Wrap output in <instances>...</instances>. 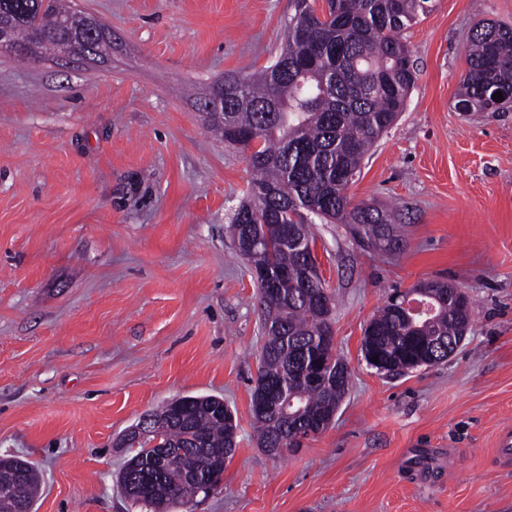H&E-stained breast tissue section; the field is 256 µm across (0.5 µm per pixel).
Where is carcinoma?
<instances>
[{"label": "carcinoma", "mask_w": 512, "mask_h": 512, "mask_svg": "<svg viewBox=\"0 0 512 512\" xmlns=\"http://www.w3.org/2000/svg\"><path fill=\"white\" fill-rule=\"evenodd\" d=\"M329 16L313 22L316 0H292L286 50L271 66L250 76H230L236 87L224 91L219 121L222 139L229 130L252 133L256 141L240 144L255 173L247 200L236 206L230 223L242 226L234 238L243 254L247 238L259 240L254 262L269 268L279 294L260 299L264 328L256 385L284 383L297 395L303 412L291 421L253 413L262 448H291L298 427L324 419L339 407L351 370L336 353L321 350L314 336L331 320L333 298L322 299L321 280L306 276L312 224H345L353 239L369 251L400 252L405 246L401 217L372 203H353L348 189L377 140L403 111L417 74L415 61L401 40L403 30L433 8L434 0H327ZM82 11L62 0H0V19L19 26L20 39L34 45L39 60L61 52L67 43L101 60L112 49V32L92 33ZM468 72L457 101L470 112L488 111L489 88H512V28L482 23L468 46ZM439 298L424 325L383 305L370 320L371 339L362 353H372L384 373L407 370L422 353L416 337L437 342L438 363L448 361V346L458 348L472 326V303L445 281L424 283ZM179 418L163 406L154 412L166 421L157 451L153 440L139 442L117 475L126 497L153 512L186 505L198 494L197 476L207 468L221 477L237 448V424L224 400L213 395L184 396ZM34 466L16 457L0 458V512H31L38 494Z\"/></svg>", "instance_id": "cac0c4a2"}]
</instances>
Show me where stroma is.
Wrapping results in <instances>:
<instances>
[{
    "label": "stroma",
    "mask_w": 512,
    "mask_h": 512,
    "mask_svg": "<svg viewBox=\"0 0 512 512\" xmlns=\"http://www.w3.org/2000/svg\"><path fill=\"white\" fill-rule=\"evenodd\" d=\"M112 30L90 65L0 49V457L40 471L33 512H141L120 436L185 395L222 397L238 447L222 488L179 512H512V108L459 112L467 44L512 0H436L403 31L418 78L365 158L354 201L395 206L396 255L315 227L349 390L284 458L252 429L263 343L229 224L252 170L199 101L285 44L291 0H75ZM455 284L474 310L447 362L389 376L361 341L387 297Z\"/></svg>",
    "instance_id": "obj_1"
}]
</instances>
